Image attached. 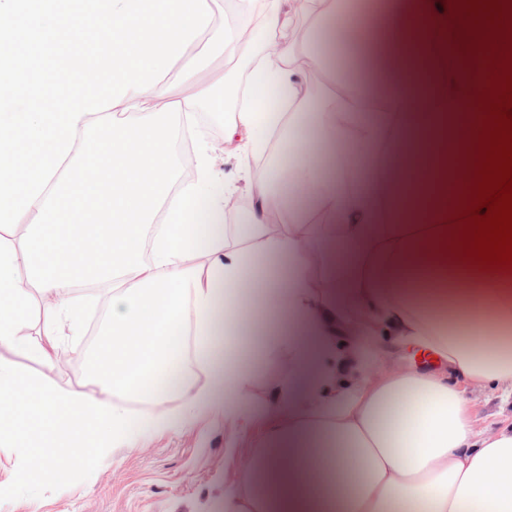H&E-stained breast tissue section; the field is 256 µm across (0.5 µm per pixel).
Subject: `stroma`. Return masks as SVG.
<instances>
[{
	"label": "stroma",
	"mask_w": 512,
	"mask_h": 512,
	"mask_svg": "<svg viewBox=\"0 0 512 512\" xmlns=\"http://www.w3.org/2000/svg\"><path fill=\"white\" fill-rule=\"evenodd\" d=\"M110 283L90 293L96 311L79 336L68 337L51 365L16 358L30 375L49 373L74 390L96 387L87 366L112 307ZM266 430L263 423L232 429L219 408L189 412L173 430H142L135 447L120 446L106 457L89 458L87 470L70 466L60 482L33 485L23 479L25 460L0 450V512H224V497L242 474L248 452Z\"/></svg>",
	"instance_id": "35a3bbf8"
}]
</instances>
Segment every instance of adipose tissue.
Masks as SVG:
<instances>
[{"mask_svg":"<svg viewBox=\"0 0 512 512\" xmlns=\"http://www.w3.org/2000/svg\"><path fill=\"white\" fill-rule=\"evenodd\" d=\"M443 2L414 0L408 12L387 2L385 21L364 13L348 29L350 0H239L235 27L211 31L204 51L177 63L200 98L164 104L157 86L81 116L72 150L26 213L25 247L0 242V446L33 458L29 481L62 478L60 458L79 463L133 442L143 423L127 400L161 406L176 395L189 410L219 404L230 423L269 425L224 512H512V421L475 428L466 396L479 388L512 400V275L468 268L448 249L482 59L459 52ZM299 11L310 25L296 39L288 29ZM256 13L265 25L252 33ZM227 46L251 56L247 80L231 71L206 81L210 54ZM317 72L326 83L316 96ZM201 105L223 122L236 171L218 172L198 145L196 179L175 192L181 159L158 156L167 118L183 115L191 132ZM125 112L138 120L116 122ZM336 142L352 154L322 167L318 147ZM90 143L112 148L102 204L84 200L103 173L85 154ZM264 153L269 161L254 164ZM233 200L242 222L231 245L219 222ZM21 265L52 312L40 339L26 333L29 296L12 286ZM81 268L131 281L112 293L95 395L13 362L50 363L63 333L80 332ZM256 299L269 321L251 361L234 335ZM383 336L441 368L375 362ZM280 359L268 402L257 403L261 369ZM200 369L209 386H197Z\"/></svg>","mask_w":512,"mask_h":512,"instance_id":"adipose-tissue-1","label":"adipose tissue"}]
</instances>
